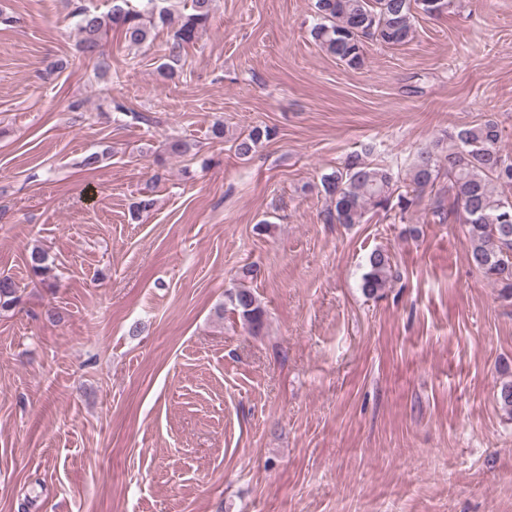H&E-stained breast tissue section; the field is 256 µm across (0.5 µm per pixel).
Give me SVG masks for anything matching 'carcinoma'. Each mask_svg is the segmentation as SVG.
<instances>
[{
    "label": "carcinoma",
    "mask_w": 512,
    "mask_h": 512,
    "mask_svg": "<svg viewBox=\"0 0 512 512\" xmlns=\"http://www.w3.org/2000/svg\"><path fill=\"white\" fill-rule=\"evenodd\" d=\"M145 9L130 0H112L111 11L103 16L83 6L74 17L81 34L80 49L89 57L101 55V35L116 28L134 46L148 43L156 24L169 29L173 46L192 43L210 20L213 0H191L188 13L172 14L158 7L159 0H143ZM452 0H316L319 17L310 31L313 40L328 54L350 69L365 64L366 44L401 45L413 35L415 13L440 15ZM271 131L256 126L239 138L236 152L251 156ZM503 131L487 119L466 127L447 141L438 140L422 148L404 177L367 163V151L348 155L340 167L321 178L322 191L329 199L326 221L331 224H359L370 211H393L398 218L417 206L427 190L436 185L441 170H448V211L436 209L440 220H458L466 226V244L471 264L497 287L502 297L512 299V201L495 193V185H512V157L503 153ZM405 191H400V188ZM47 257L39 249L30 252L27 265L36 276L48 271ZM389 254L381 249L370 253L362 276V292L369 299L382 297L393 278ZM18 288L9 276H0V308L18 300ZM233 310L251 329L262 324L263 309L251 289L240 286L228 293ZM500 408L512 416V379L502 382L497 394Z\"/></svg>",
    "instance_id": "1"
}]
</instances>
